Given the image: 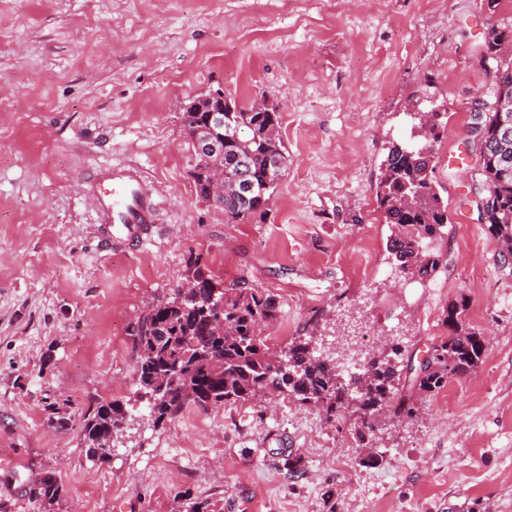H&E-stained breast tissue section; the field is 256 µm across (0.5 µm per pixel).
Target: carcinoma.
Returning <instances> with one entry per match:
<instances>
[{
	"label": "carcinoma",
	"instance_id": "cac0c4a2",
	"mask_svg": "<svg viewBox=\"0 0 512 512\" xmlns=\"http://www.w3.org/2000/svg\"><path fill=\"white\" fill-rule=\"evenodd\" d=\"M505 34L491 30L481 51L494 81L479 97L484 109L483 123L496 130L499 113L493 104L501 95L512 97V58L504 56ZM199 98L189 100L181 112L188 144L194 132L205 124L206 113L196 111ZM224 106V126L214 128L215 137H224V167L240 154L250 158V177L254 191L250 198L239 199L229 192L224 196V216L244 224L268 210L280 179L287 168V149L280 131V114L254 112L253 102L229 99ZM417 134L409 141H388L377 185L378 208L392 226L389 251L399 272L425 282L437 270L440 242L448 224V202L444 201L433 180L434 166L426 162L432 154V142L439 136V121L422 123L419 113L412 116ZM479 170L484 184L492 189V202L485 207L488 233L503 243V264L512 265V142L498 152L478 147ZM209 162L195 156L193 178L197 196L208 199ZM185 280L196 288L190 295L177 293L147 307L134 322L128 335L135 347V379L148 397L156 422L173 418L193 406L200 410L244 403L265 390L296 398L303 404L321 407L327 417L338 418L359 400L356 429L358 441L372 442L378 418L413 417L418 393L433 392L456 376L470 373L482 360L485 350L480 334L465 326V305L448 307L443 325L448 335L433 342L431 359L415 369L410 383H396L395 366L386 357L371 359L367 384L356 393L340 381L338 367L331 359L314 354L310 343L295 338L287 350L275 354L263 327L276 319L280 311L277 295L238 283L224 287V281L201 261L190 255ZM223 289L224 325L216 324V312L210 307L214 289ZM127 410L120 402L102 401L85 415L82 441L92 457L101 462L110 455L109 439L120 429ZM29 502L38 512H55L64 497L63 485L49 476H39L27 485Z\"/></svg>",
	"mask_w": 512,
	"mask_h": 512
}]
</instances>
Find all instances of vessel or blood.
Segmentation results:
<instances>
[{"label": "vessel or blood", "instance_id": "b4317fda", "mask_svg": "<svg viewBox=\"0 0 512 512\" xmlns=\"http://www.w3.org/2000/svg\"><path fill=\"white\" fill-rule=\"evenodd\" d=\"M110 187L96 194L95 205L104 220L103 233L113 242L136 250L151 238L155 205L136 170L106 167L100 172Z\"/></svg>", "mask_w": 512, "mask_h": 512}]
</instances>
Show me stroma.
Returning <instances> with one entry per match:
<instances>
[{"instance_id":"1","label":"stroma","mask_w":512,"mask_h":512,"mask_svg":"<svg viewBox=\"0 0 512 512\" xmlns=\"http://www.w3.org/2000/svg\"><path fill=\"white\" fill-rule=\"evenodd\" d=\"M512 0H0V501L53 474L59 512H172L175 495L223 512H512V268L475 189L476 63ZM221 88L283 100L288 168L264 216L228 222L198 198L180 120ZM436 111L433 179L448 202L441 266L407 295L376 204L387 141ZM140 170L157 231L105 247L89 181ZM225 284L278 296L267 335L332 351L345 324L385 323L396 365L431 343L429 318L465 301L485 338L473 372L423 395L416 417L334 420L277 396L158 423L130 374L129 324L169 296L189 253ZM69 421L56 428L47 401ZM129 411L108 461L82 444L101 401ZM304 470L290 476L281 457Z\"/></svg>"}]
</instances>
